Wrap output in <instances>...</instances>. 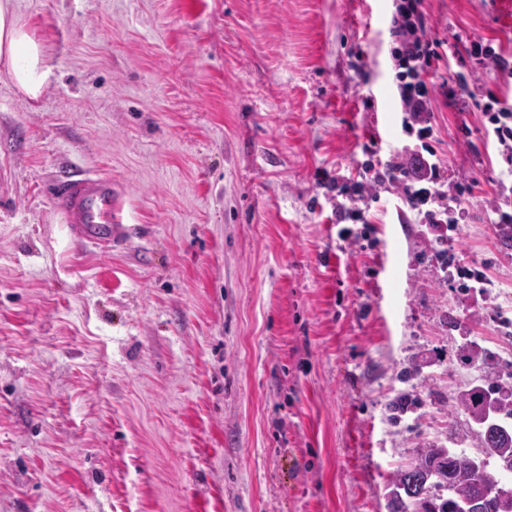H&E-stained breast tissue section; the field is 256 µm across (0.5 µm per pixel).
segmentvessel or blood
<instances>
[{"mask_svg": "<svg viewBox=\"0 0 512 512\" xmlns=\"http://www.w3.org/2000/svg\"><path fill=\"white\" fill-rule=\"evenodd\" d=\"M54 205L65 216L74 240L81 244L108 248L128 234L123 222V193L109 178L66 176L54 195Z\"/></svg>", "mask_w": 512, "mask_h": 512, "instance_id": "1", "label": "vessel or blood"}]
</instances>
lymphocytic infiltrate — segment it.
I'll return each mask as SVG.
<instances>
[{
	"label": "lymphocytic infiltrate",
	"instance_id": "lymphocytic-infiltrate-1",
	"mask_svg": "<svg viewBox=\"0 0 512 512\" xmlns=\"http://www.w3.org/2000/svg\"><path fill=\"white\" fill-rule=\"evenodd\" d=\"M428 19L423 0H396L388 27L392 42L390 57L395 70L402 127L415 135L416 145L403 146L395 160L387 162L384 172L367 181L342 186L345 201L336 204V220L365 223L360 206L361 195L377 198L382 186L391 184L402 191V199L419 223L428 225L423 244L441 265H448V246L461 220L464 185L448 183V170L438 158L430 139L434 86L429 79L444 54L443 41L426 36ZM465 57L468 73H456L444 94L456 111L465 112L475 97L481 74L491 71L512 74V59L484 38L468 40Z\"/></svg>",
	"mask_w": 512,
	"mask_h": 512
}]
</instances>
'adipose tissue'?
Segmentation results:
<instances>
[{
  "label": "adipose tissue",
  "mask_w": 512,
  "mask_h": 512,
  "mask_svg": "<svg viewBox=\"0 0 512 512\" xmlns=\"http://www.w3.org/2000/svg\"><path fill=\"white\" fill-rule=\"evenodd\" d=\"M0 71L30 100L40 99L51 76L42 41L34 36L11 0H0Z\"/></svg>",
  "instance_id": "obj_1"
}]
</instances>
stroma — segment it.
I'll use <instances>...</instances> for the list:
<instances>
[{"mask_svg":"<svg viewBox=\"0 0 512 512\" xmlns=\"http://www.w3.org/2000/svg\"><path fill=\"white\" fill-rule=\"evenodd\" d=\"M13 3L53 76L33 102L0 73V512H389L420 448L483 458L455 405L512 388V242L490 222L512 171L481 112L490 91L512 107V78L432 114L472 182L452 247L479 294L421 254L395 188L338 234L337 181L410 140L393 0ZM423 7L430 37L512 55L495 0ZM71 172L125 190L111 252L68 236Z\"/></svg>","mask_w":512,"mask_h":512,"instance_id":"obj_1","label":"stroma"}]
</instances>
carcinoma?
I'll list each match as a JSON object with an SVG mask.
<instances>
[{
    "instance_id": "obj_1",
    "label": "carcinoma",
    "mask_w": 512,
    "mask_h": 512,
    "mask_svg": "<svg viewBox=\"0 0 512 512\" xmlns=\"http://www.w3.org/2000/svg\"><path fill=\"white\" fill-rule=\"evenodd\" d=\"M491 403L496 406V414L512 418V390L504 394L492 384L463 392L457 410L478 426L477 439L486 455L496 460L499 472L486 469L480 474L475 459L465 453L429 445L391 477L389 512H458V505L464 501L471 503L469 512H512V497H482L477 488L481 480L489 483L501 479L503 473L512 474V428L486 418ZM444 489L448 490L445 496L440 494Z\"/></svg>"
}]
</instances>
